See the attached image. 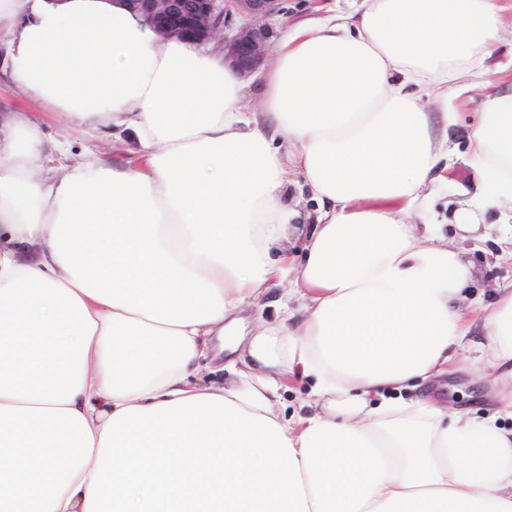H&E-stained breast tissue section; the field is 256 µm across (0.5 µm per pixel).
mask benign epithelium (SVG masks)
Returning a JSON list of instances; mask_svg holds the SVG:
<instances>
[{"label": "benign epithelium", "mask_w": 512, "mask_h": 512, "mask_svg": "<svg viewBox=\"0 0 512 512\" xmlns=\"http://www.w3.org/2000/svg\"><path fill=\"white\" fill-rule=\"evenodd\" d=\"M282 0H124L125 6L163 38L211 40L224 36V61L241 76L259 68L270 50L272 28L266 19L281 11Z\"/></svg>", "instance_id": "1"}]
</instances>
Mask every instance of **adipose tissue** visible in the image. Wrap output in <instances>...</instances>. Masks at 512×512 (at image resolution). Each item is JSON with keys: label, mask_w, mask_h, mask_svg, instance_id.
Returning a JSON list of instances; mask_svg holds the SVG:
<instances>
[{"label": "adipose tissue", "mask_w": 512, "mask_h": 512, "mask_svg": "<svg viewBox=\"0 0 512 512\" xmlns=\"http://www.w3.org/2000/svg\"><path fill=\"white\" fill-rule=\"evenodd\" d=\"M510 8L362 0L289 30L247 112L221 58L122 0H0V73L63 129L136 142L113 166L0 112V512H512V285L465 307L431 221L478 87L486 192L453 225L512 210V81L488 67ZM478 325L480 418L422 391ZM295 374L314 387L286 415Z\"/></svg>", "instance_id": "obj_1"}]
</instances>
